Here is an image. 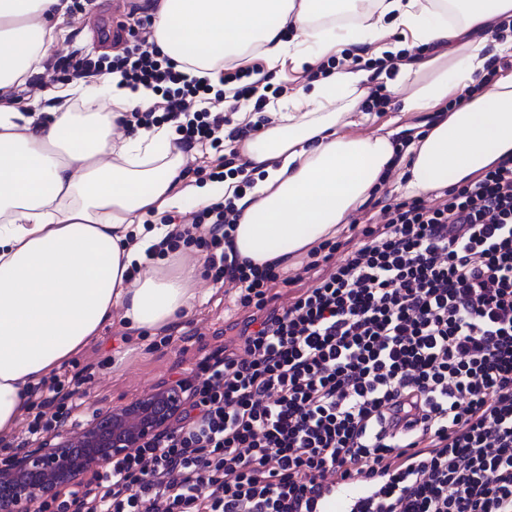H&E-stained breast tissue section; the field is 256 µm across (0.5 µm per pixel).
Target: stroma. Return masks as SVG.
Segmentation results:
<instances>
[{
  "mask_svg": "<svg viewBox=\"0 0 512 512\" xmlns=\"http://www.w3.org/2000/svg\"><path fill=\"white\" fill-rule=\"evenodd\" d=\"M112 5L113 0H93L89 6L83 0H73L58 40L47 53L49 66L41 74V88L73 81L67 67L58 64V51L75 50L82 56L111 52V43L96 37L95 26L100 17L111 16ZM223 155V150L207 146L185 149L183 185L211 183V173ZM232 300V295L224 293L211 278L202 277L189 315L168 327L166 334L173 337L168 345L161 344L162 334L157 332L125 331L120 309H113V324L74 355L66 367L84 393L79 409L82 419H95L98 414L123 407L174 382L179 371L190 367L197 356L223 344L225 327L246 316Z\"/></svg>",
  "mask_w": 512,
  "mask_h": 512,
  "instance_id": "35a3bbf8",
  "label": "stroma"
}]
</instances>
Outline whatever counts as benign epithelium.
Segmentation results:
<instances>
[{
    "label": "benign epithelium",
    "instance_id": "7a95c632",
    "mask_svg": "<svg viewBox=\"0 0 512 512\" xmlns=\"http://www.w3.org/2000/svg\"><path fill=\"white\" fill-rule=\"evenodd\" d=\"M184 400V389L170 384L97 416L76 435L20 449L0 463V512H32L39 500L79 483L94 466L149 441L172 423Z\"/></svg>",
    "mask_w": 512,
    "mask_h": 512
}]
</instances>
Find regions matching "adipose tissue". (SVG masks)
Listing matches in <instances>:
<instances>
[{"instance_id": "obj_1", "label": "adipose tissue", "mask_w": 512, "mask_h": 512, "mask_svg": "<svg viewBox=\"0 0 512 512\" xmlns=\"http://www.w3.org/2000/svg\"><path fill=\"white\" fill-rule=\"evenodd\" d=\"M355 20L336 23L337 0H163L155 22L160 50L189 76L217 82V64L249 55L300 70L348 43L377 56L398 53L401 32L425 57L381 74L400 112H425L485 75L496 55L512 56V39L492 43L487 28L512 16V0H347ZM67 0H0V89L41 73L58 36ZM292 37H285V30ZM370 73L339 68L288 99L257 136L233 143L262 176L245 193L234 177L183 196L176 181L183 153L169 126L116 136L119 113L148 109L155 92L101 83L56 85L49 97L87 104L40 121L38 113L0 105V437L9 435L30 390L61 371L120 308L132 330L154 331L186 316L200 264L174 253L147 258L167 234L150 224L185 201L208 207L233 201L232 233L240 258L288 265L333 238L372 196L386 171L401 168L405 189L427 194L512 155V78L427 122L396 151L394 130L348 137L366 121L361 104Z\"/></svg>"}]
</instances>
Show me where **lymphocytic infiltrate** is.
<instances>
[{"instance_id":"lymphocytic-infiltrate-1","label":"lymphocytic infiltrate","mask_w":512,"mask_h":512,"mask_svg":"<svg viewBox=\"0 0 512 512\" xmlns=\"http://www.w3.org/2000/svg\"><path fill=\"white\" fill-rule=\"evenodd\" d=\"M132 47L83 57L76 78L112 70L162 99L125 129L172 124L180 146L223 142L217 103L253 101L259 65L185 81L151 18L130 17ZM239 213L180 216L153 251L206 249L218 283L248 316L178 380L170 429L92 470L34 512H325L341 481L364 495L348 512H512V156L465 185L381 206L343 259L281 277L226 251ZM207 236H200V226ZM286 306L271 307L278 283Z\"/></svg>"}]
</instances>
